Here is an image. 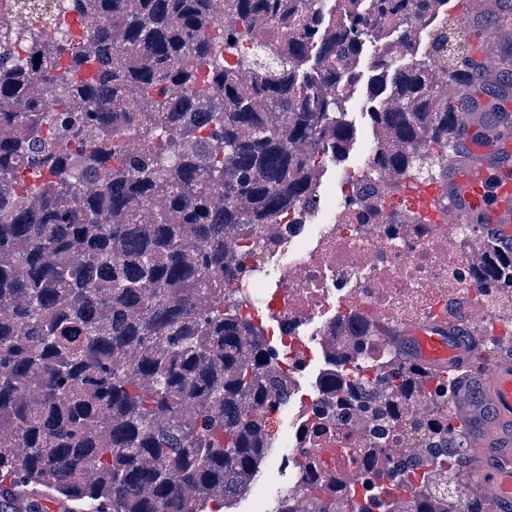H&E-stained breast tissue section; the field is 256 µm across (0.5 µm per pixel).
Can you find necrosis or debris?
I'll return each instance as SVG.
<instances>
[{"mask_svg": "<svg viewBox=\"0 0 512 512\" xmlns=\"http://www.w3.org/2000/svg\"><path fill=\"white\" fill-rule=\"evenodd\" d=\"M369 181L376 183L377 196L342 210L334 223L315 227L308 211L298 209L274 223L235 233L245 274L233 287L241 295L266 287V270L274 258L291 249L300 254L299 275L282 272L275 284L271 315L253 305L240 310L253 322L268 320L274 369L290 377L309 361L312 350L305 337L311 334L318 338L330 375L356 370V348L365 346V376L374 385L394 364L383 342L385 332L450 317L460 330L477 332L482 358L512 347V294L495 295L474 283L482 229L436 223L418 198L421 188L438 185L436 174L410 172L396 181L366 169L348 174L340 190L351 198ZM333 402L323 383L316 397L296 400L292 465L332 490L336 512H360L385 484L393 489L389 507L407 512L408 495L420 480L400 472L397 463L423 450L420 426L448 420L447 374L425 379L414 395L394 396L396 415L382 425L356 408L335 415L329 410ZM322 448L352 456L357 466L353 486L330 475L318 456Z\"/></svg>", "mask_w": 512, "mask_h": 512, "instance_id": "1", "label": "necrosis or debris"}]
</instances>
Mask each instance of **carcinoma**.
Wrapping results in <instances>:
<instances>
[{"mask_svg": "<svg viewBox=\"0 0 512 512\" xmlns=\"http://www.w3.org/2000/svg\"><path fill=\"white\" fill-rule=\"evenodd\" d=\"M446 3L34 0L56 39L33 28L25 55H0V129L22 130L0 137V487L41 482L107 512H205L250 491L259 409L285 406V386L228 289L242 273L231 231L313 202L316 170L355 144L363 64L390 135L363 161L393 177H442L468 140L512 137V38L483 40L512 32V0H481L462 34L437 27ZM88 15L86 51L59 20ZM413 29L428 49L401 66ZM475 277L512 290V242ZM419 372L383 387L403 393ZM368 387L331 392L366 408ZM399 466L425 473L412 512H456L425 455ZM300 485L336 512L312 475Z\"/></svg>", "mask_w": 512, "mask_h": 512, "instance_id": "carcinoma-1", "label": "carcinoma"}]
</instances>
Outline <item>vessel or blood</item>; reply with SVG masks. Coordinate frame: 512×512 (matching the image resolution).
<instances>
[{
  "label": "vessel or blood",
  "instance_id": "b4317fda",
  "mask_svg": "<svg viewBox=\"0 0 512 512\" xmlns=\"http://www.w3.org/2000/svg\"><path fill=\"white\" fill-rule=\"evenodd\" d=\"M473 163L457 167L453 175L455 198L448 201L447 223H460L462 217L476 215L489 239L512 238V166L487 167L483 158L489 149L479 141H469ZM391 347L425 367H441L465 376L478 354L475 339L460 336L454 322L411 324L388 335ZM484 402L493 415L487 419L471 444L468 479L473 491L500 504H512V357L487 364L481 373ZM330 472L347 483L356 480V469L349 458L335 449L320 453ZM4 496L14 512H30L33 505H45L49 512H66L65 502L46 490L33 487L10 489Z\"/></svg>",
  "mask_w": 512,
  "mask_h": 512
}]
</instances>
